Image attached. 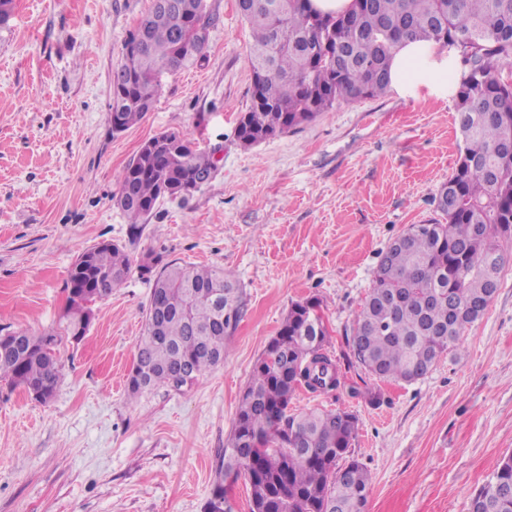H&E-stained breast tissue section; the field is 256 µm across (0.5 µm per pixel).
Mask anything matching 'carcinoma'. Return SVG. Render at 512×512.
Wrapping results in <instances>:
<instances>
[{"mask_svg":"<svg viewBox=\"0 0 512 512\" xmlns=\"http://www.w3.org/2000/svg\"><path fill=\"white\" fill-rule=\"evenodd\" d=\"M251 103L236 134L253 145L314 120L344 103L390 89V61L404 40L433 41L456 53L448 76L464 146L455 172L438 194L442 220L413 224L383 254L349 340L351 355L383 381L413 382L444 354L488 306L487 285L499 281L501 247L512 238V0H357L345 13L323 15L310 0H249ZM205 0L152 3L124 41L112 79V123L123 132L150 111L160 76L200 57L208 40ZM387 38L376 37L380 30ZM216 168L215 152L189 135L161 133L141 148L120 177L117 204L132 230L147 222L165 192ZM132 262L124 248L100 242L70 271L63 331L17 333L0 348V382L49 401L64 378L58 357L78 326L88 328L90 304L124 285ZM140 274L152 283L144 335L128 375V393L187 388L224 359V337L240 319L239 295L224 270L181 265L146 254ZM453 297L462 316L448 311ZM328 331L315 298L291 306L277 336L258 359L240 401L205 512H231L224 482L244 477L250 512H367L369 475L350 457L357 419L346 412L293 413L299 388L311 393L339 385L326 352ZM475 512H512V454L471 500Z\"/></svg>","mask_w":512,"mask_h":512,"instance_id":"1","label":"carcinoma"}]
</instances>
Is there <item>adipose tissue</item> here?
<instances>
[{
    "label": "adipose tissue",
    "instance_id": "ef3b65f1",
    "mask_svg": "<svg viewBox=\"0 0 512 512\" xmlns=\"http://www.w3.org/2000/svg\"><path fill=\"white\" fill-rule=\"evenodd\" d=\"M453 56L433 42H403L391 60L392 86L404 92L419 85L436 91L448 88Z\"/></svg>",
    "mask_w": 512,
    "mask_h": 512
}]
</instances>
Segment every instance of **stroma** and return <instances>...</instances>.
Wrapping results in <instances>:
<instances>
[{
	"instance_id": "1",
	"label": "stroma",
	"mask_w": 512,
	"mask_h": 512,
	"mask_svg": "<svg viewBox=\"0 0 512 512\" xmlns=\"http://www.w3.org/2000/svg\"><path fill=\"white\" fill-rule=\"evenodd\" d=\"M152 0H12L0 28V334L58 327L84 249L124 246L223 269L242 306L224 361L195 386L130 396L151 285L132 271L63 343L46 404L0 382V512H204L253 368L289 308L318 298L340 385L297 390L298 410L358 418L353 458L368 512H469L512 453V244L498 289L458 350L418 381L383 382L349 360L354 316L388 245L436 218L461 141L453 94L420 88L343 104L244 147L251 40L236 0H206L204 54L163 74L152 110L112 130V75ZM187 132L218 148L213 177L158 200L139 233L116 204L141 145ZM382 395L373 406L351 386Z\"/></svg>"
}]
</instances>
